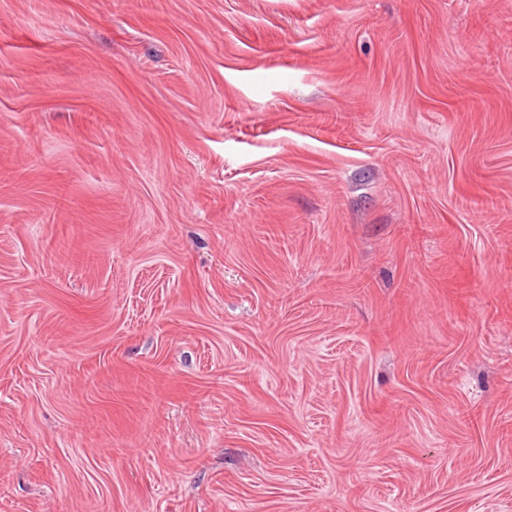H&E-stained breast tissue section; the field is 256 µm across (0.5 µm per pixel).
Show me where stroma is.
<instances>
[{
    "label": "stroma",
    "mask_w": 512,
    "mask_h": 512,
    "mask_svg": "<svg viewBox=\"0 0 512 512\" xmlns=\"http://www.w3.org/2000/svg\"><path fill=\"white\" fill-rule=\"evenodd\" d=\"M0 512H512V0H0Z\"/></svg>",
    "instance_id": "stroma-1"
}]
</instances>
